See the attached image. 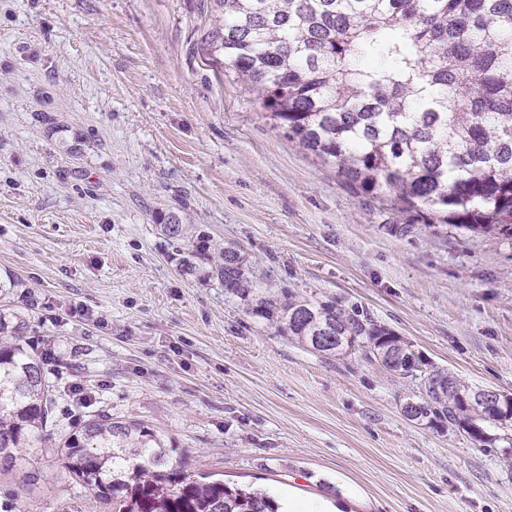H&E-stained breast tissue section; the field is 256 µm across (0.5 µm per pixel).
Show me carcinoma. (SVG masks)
<instances>
[{
	"label": "carcinoma",
	"instance_id": "1",
	"mask_svg": "<svg viewBox=\"0 0 512 512\" xmlns=\"http://www.w3.org/2000/svg\"><path fill=\"white\" fill-rule=\"evenodd\" d=\"M224 67L261 100L274 126L333 163L352 188L388 197L432 224L512 237V0H213ZM180 240L182 218H158ZM195 236L184 268L209 259ZM213 273L246 313L327 355L359 354L418 381L404 398L422 421L466 429L472 418L512 448V406L461 407L469 386L401 338L334 301L269 292L239 247ZM27 323L0 311V473L52 425V384L25 341ZM328 336L327 343L316 337ZM176 449L137 421L97 414L55 445L69 474L112 512H279L274 498L170 464Z\"/></svg>",
	"mask_w": 512,
	"mask_h": 512
}]
</instances>
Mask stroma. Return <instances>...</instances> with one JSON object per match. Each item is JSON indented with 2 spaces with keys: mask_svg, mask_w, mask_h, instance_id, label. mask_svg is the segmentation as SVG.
I'll return each instance as SVG.
<instances>
[{
  "mask_svg": "<svg viewBox=\"0 0 512 512\" xmlns=\"http://www.w3.org/2000/svg\"><path fill=\"white\" fill-rule=\"evenodd\" d=\"M213 0H0V274L54 385L38 477L0 512H109L51 442L134 420L188 473L344 512H512L501 444L401 411L411 380L280 335L224 297V245L271 283L395 331L474 388L512 393V238L437 229L354 192L224 68ZM210 237L185 274L183 241Z\"/></svg>",
  "mask_w": 512,
  "mask_h": 512,
  "instance_id": "stroma-1",
  "label": "stroma"
}]
</instances>
